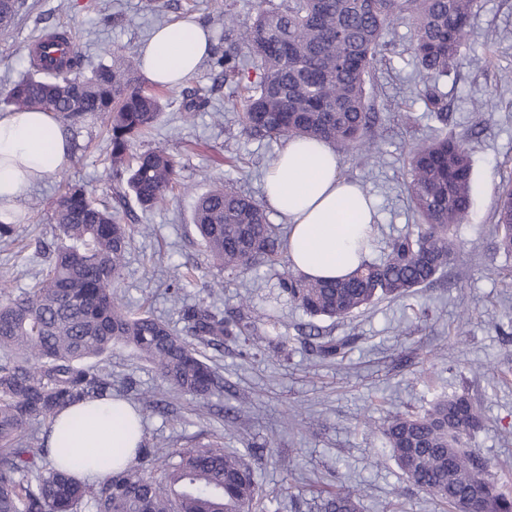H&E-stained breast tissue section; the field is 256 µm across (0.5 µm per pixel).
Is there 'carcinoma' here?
<instances>
[{
  "mask_svg": "<svg viewBox=\"0 0 512 512\" xmlns=\"http://www.w3.org/2000/svg\"><path fill=\"white\" fill-rule=\"evenodd\" d=\"M475 0H258L254 21L241 29L224 11V54L211 70L224 78V111L240 113L243 131L258 139L311 138L342 155L367 151V79L388 51L389 29L407 19L411 49L423 73L420 95L437 121L448 124L440 82L468 36ZM26 0H0V36L8 35ZM71 50L38 61L3 89L12 110L52 112L76 122L99 114L112 132V205L81 188L53 203L59 236L47 271L26 292L0 301V512H250L261 496L244 455L223 442L165 450L141 441L136 462L95 485L56 467L46 444L54 417L76 404L114 398L112 372L101 357L114 346L133 349L180 391L205 399L222 378L193 347L194 336L219 345L255 336L249 317L224 316L211 305L183 309L180 336L148 312L131 313L114 296L131 246L128 196L144 210L163 204L177 162L161 148L131 152L163 110L160 92L144 86L139 63L118 50L112 64L91 74L70 34L53 37ZM407 192L416 232L392 240L384 258L366 261L340 280L309 279L286 267L278 288L312 318L343 319L381 298L425 287L456 252L455 227L468 216L475 192L472 155L454 137H436L410 152ZM493 248L512 255V181L497 188ZM192 224L213 266L236 273L264 264L281 245L264 205L226 184L200 195ZM481 409L466 395L436 400L420 414H401L381 429L391 456L417 488L446 512L474 484L489 483L487 465L467 439L483 427ZM320 512H357L353 493L328 491ZM473 512H512V493L477 499Z\"/></svg>",
  "mask_w": 512,
  "mask_h": 512,
  "instance_id": "cac0c4a2",
  "label": "carcinoma"
}]
</instances>
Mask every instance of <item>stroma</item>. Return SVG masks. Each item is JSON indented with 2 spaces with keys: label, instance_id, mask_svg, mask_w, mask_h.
I'll list each match as a JSON object with an SVG mask.
<instances>
[{
  "label": "stroma",
  "instance_id": "35a3bbf8",
  "mask_svg": "<svg viewBox=\"0 0 512 512\" xmlns=\"http://www.w3.org/2000/svg\"><path fill=\"white\" fill-rule=\"evenodd\" d=\"M162 11L148 0H26L10 38L0 39V85L24 70L28 44L49 28L76 31L87 68L111 63L114 48L127 55L153 31L186 15L220 35L219 20L232 10L240 25L256 16L254 0H166ZM114 14L104 23L102 12ZM412 27L396 22L385 59L369 84L379 116L370 153L339 161L375 204L369 259L415 228L405 184L408 156L418 141L440 131L465 137L472 150L473 206L457 227L455 261L432 285L397 299H382L341 320H319L324 338L343 341L334 359L320 358L306 339L310 321L283 296L275 268L261 265L230 274L210 264L190 224L197 195L225 183L263 200V180L279 140L253 139L236 113L224 111L226 88L208 64L171 88L152 135L135 150L160 146L179 162V185L152 211L133 210L131 249L114 294L136 313L152 309L173 329L183 327L181 305L212 304L225 313L249 304L252 313L274 307L279 348L229 338L223 347L199 350L224 380L208 399L171 388L151 365L117 348L107 360L113 390L144 416L147 440L184 448L220 436L249 453L263 492L279 512H318L325 488L357 492L358 512H440L390 458L379 426L399 412H420L436 398L467 392L482 409L485 426L469 440L500 485L512 491V256L494 252V187L512 178V0H476L472 33L441 83L448 122L429 116L417 89L420 74L410 51ZM201 88L208 109L184 120L182 101ZM73 162L22 203L23 220L0 242V283L10 294L29 288L59 242L50 202L63 184L112 199L111 131L89 114L65 124ZM181 284L173 302L172 284Z\"/></svg>",
  "mask_w": 512,
  "mask_h": 512
}]
</instances>
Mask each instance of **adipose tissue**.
<instances>
[{"label":"adipose tissue","instance_id":"ef3b65f1","mask_svg":"<svg viewBox=\"0 0 512 512\" xmlns=\"http://www.w3.org/2000/svg\"><path fill=\"white\" fill-rule=\"evenodd\" d=\"M206 27L192 15L169 23L140 51L141 68L154 83L176 86L196 73L208 55ZM69 140L51 112L0 113V222L17 223L21 202L39 183L71 163ZM267 205L288 223L287 255L305 276L343 278L364 261L362 242L375 224V209L356 183L342 178L335 149L316 140H289L264 177ZM142 440L140 419L123 400L92 402L60 413L48 438L77 459L73 475L82 482L102 479L109 467L134 460Z\"/></svg>","mask_w":512,"mask_h":512}]
</instances>
